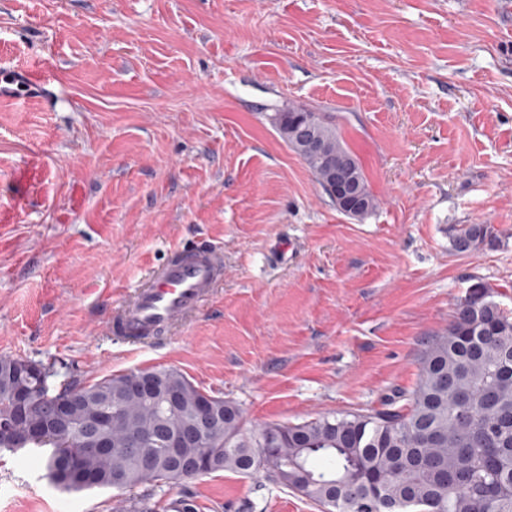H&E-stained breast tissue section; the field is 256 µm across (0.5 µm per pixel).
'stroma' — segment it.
<instances>
[{
  "label": "stroma",
  "mask_w": 512,
  "mask_h": 512,
  "mask_svg": "<svg viewBox=\"0 0 512 512\" xmlns=\"http://www.w3.org/2000/svg\"><path fill=\"white\" fill-rule=\"evenodd\" d=\"M0 67L45 95L0 103V357L86 384L180 369L246 428L411 394L470 285L512 312V0H0ZM326 113L373 193L338 210L270 117ZM495 247L455 251L452 227ZM224 279L167 339L109 330L176 246ZM196 512H323L263 475L160 482ZM39 449L0 451V512H114ZM452 245L458 252H475L498 241V233L491 224H464L454 228Z\"/></svg>",
  "instance_id": "1"
}]
</instances>
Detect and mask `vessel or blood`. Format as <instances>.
<instances>
[{"label": "vessel or blood", "mask_w": 512, "mask_h": 512, "mask_svg": "<svg viewBox=\"0 0 512 512\" xmlns=\"http://www.w3.org/2000/svg\"><path fill=\"white\" fill-rule=\"evenodd\" d=\"M42 94L41 83L29 71L0 69V100L19 102ZM223 274L222 258L213 246L176 250L160 265L150 284L118 312L113 333L134 342L163 336L205 300Z\"/></svg>", "instance_id": "vessel-or-blood-1"}]
</instances>
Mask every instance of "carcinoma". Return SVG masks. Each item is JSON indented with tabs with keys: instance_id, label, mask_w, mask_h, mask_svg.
I'll list each match as a JSON object with an SVG mask.
<instances>
[{
	"instance_id": "cac0c4a2",
	"label": "carcinoma",
	"mask_w": 512,
	"mask_h": 512,
	"mask_svg": "<svg viewBox=\"0 0 512 512\" xmlns=\"http://www.w3.org/2000/svg\"><path fill=\"white\" fill-rule=\"evenodd\" d=\"M272 123L321 187L334 171L357 187L356 218L374 211L378 199L360 160L324 113L290 107ZM496 241L492 224H464L452 233L458 252ZM507 351L512 315L494 301L493 287L478 281L456 305L448 332L428 345L405 408L390 398L378 410L271 423L248 435L234 403L207 394L176 368H160L152 370L153 392L140 389L144 370L60 385L54 394L67 408L58 415L40 396L56 376L54 367L32 364L25 384L33 396L21 407L16 372L29 360L0 357V417L11 415L19 436L37 435L40 441L31 446L49 448L48 477L65 491H124L168 480V435L194 421L206 396L217 434L202 447L177 449L187 459L206 458V474L261 471L325 512H512V372L502 370Z\"/></svg>"
}]
</instances>
